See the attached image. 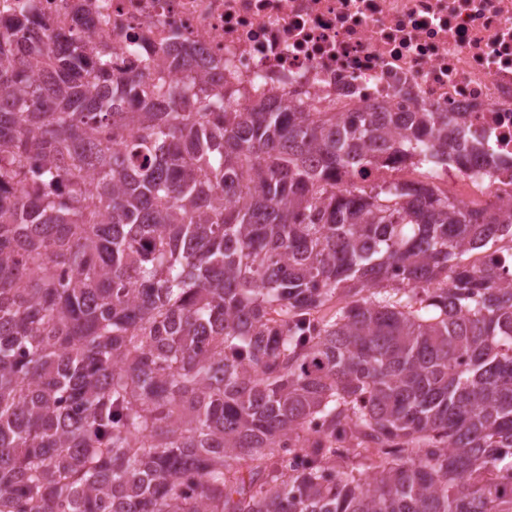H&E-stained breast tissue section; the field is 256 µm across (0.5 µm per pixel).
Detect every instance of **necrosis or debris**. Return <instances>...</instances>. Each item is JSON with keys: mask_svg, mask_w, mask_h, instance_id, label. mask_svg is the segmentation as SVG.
I'll return each mask as SVG.
<instances>
[{"mask_svg": "<svg viewBox=\"0 0 512 512\" xmlns=\"http://www.w3.org/2000/svg\"><path fill=\"white\" fill-rule=\"evenodd\" d=\"M54 29L92 15L112 66L143 74L169 45L224 65L230 102L333 112L439 108L462 144L512 160V0H28Z\"/></svg>", "mask_w": 512, "mask_h": 512, "instance_id": "obj_1", "label": "necrosis or debris"}]
</instances>
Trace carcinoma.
Returning a JSON list of instances; mask_svg holds the SVG:
<instances>
[{
    "label": "carcinoma",
    "mask_w": 512,
    "mask_h": 512,
    "mask_svg": "<svg viewBox=\"0 0 512 512\" xmlns=\"http://www.w3.org/2000/svg\"><path fill=\"white\" fill-rule=\"evenodd\" d=\"M18 11L0 512H512V253L458 261L512 239V207L397 178L512 165L458 153L446 112L115 77L82 13L45 42Z\"/></svg>",
    "instance_id": "carcinoma-1"
}]
</instances>
